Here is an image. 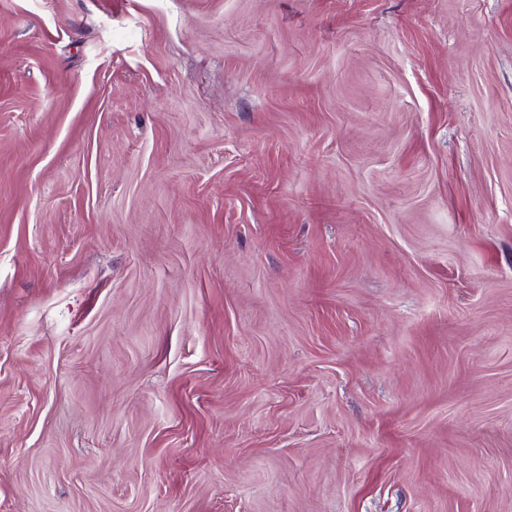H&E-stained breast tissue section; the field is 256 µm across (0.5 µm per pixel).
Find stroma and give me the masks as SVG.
Segmentation results:
<instances>
[{"label":"stroma","instance_id":"obj_1","mask_svg":"<svg viewBox=\"0 0 512 512\" xmlns=\"http://www.w3.org/2000/svg\"><path fill=\"white\" fill-rule=\"evenodd\" d=\"M0 512H512V0H0Z\"/></svg>","mask_w":512,"mask_h":512}]
</instances>
